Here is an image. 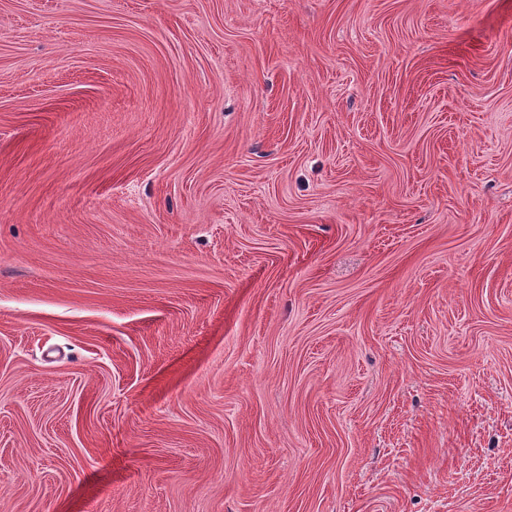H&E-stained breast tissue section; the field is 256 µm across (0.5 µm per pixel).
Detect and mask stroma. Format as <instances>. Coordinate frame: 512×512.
Segmentation results:
<instances>
[{"label":"stroma","instance_id":"35a3bbf8","mask_svg":"<svg viewBox=\"0 0 512 512\" xmlns=\"http://www.w3.org/2000/svg\"><path fill=\"white\" fill-rule=\"evenodd\" d=\"M0 512H512V0H0Z\"/></svg>","mask_w":512,"mask_h":512}]
</instances>
